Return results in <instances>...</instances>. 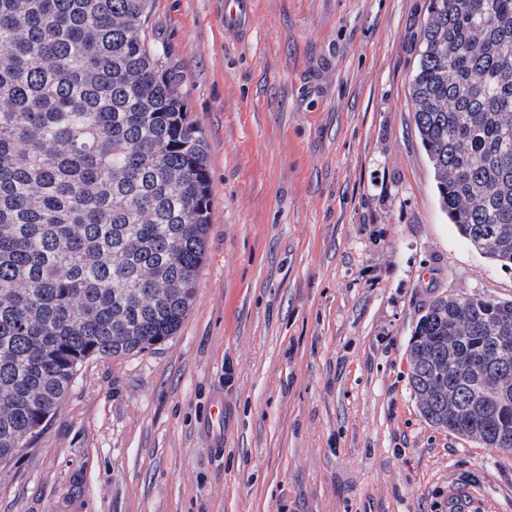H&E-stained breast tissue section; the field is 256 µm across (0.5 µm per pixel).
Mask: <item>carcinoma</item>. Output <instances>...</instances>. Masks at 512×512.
Instances as JSON below:
<instances>
[{"label":"carcinoma","mask_w":512,"mask_h":512,"mask_svg":"<svg viewBox=\"0 0 512 512\" xmlns=\"http://www.w3.org/2000/svg\"><path fill=\"white\" fill-rule=\"evenodd\" d=\"M151 0H0V462L28 448L92 359L174 335L205 260L207 144L151 35ZM414 121L448 223L512 270V0H429ZM512 302L440 296L410 339L430 423L502 449L512 434ZM457 368V415L424 394Z\"/></svg>","instance_id":"cac0c4a2"}]
</instances>
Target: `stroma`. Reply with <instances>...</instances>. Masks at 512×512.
Returning a JSON list of instances; mask_svg holds the SVG:
<instances>
[{
  "label": "stroma",
  "mask_w": 512,
  "mask_h": 512,
  "mask_svg": "<svg viewBox=\"0 0 512 512\" xmlns=\"http://www.w3.org/2000/svg\"><path fill=\"white\" fill-rule=\"evenodd\" d=\"M428 0H153L207 142L174 336L85 363L0 512H512V455L434 426L408 343L439 296L512 300L441 211L411 103ZM224 399V439L207 427ZM256 19L252 0L224 1V35L245 38Z\"/></svg>",
  "instance_id": "stroma-1"
}]
</instances>
